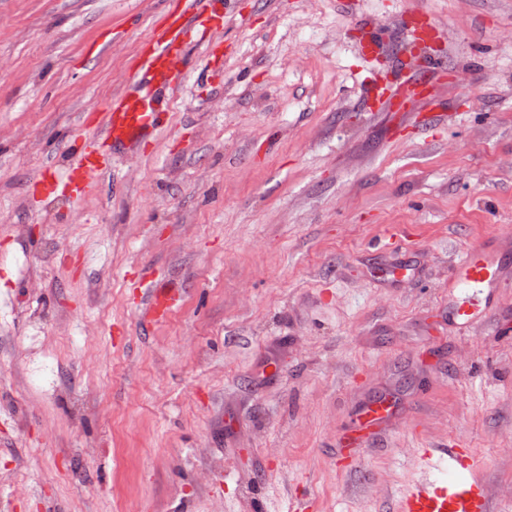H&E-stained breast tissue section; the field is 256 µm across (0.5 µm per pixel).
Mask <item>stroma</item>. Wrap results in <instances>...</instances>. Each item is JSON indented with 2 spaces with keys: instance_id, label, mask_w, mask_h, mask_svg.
<instances>
[{
  "instance_id": "1",
  "label": "stroma",
  "mask_w": 512,
  "mask_h": 512,
  "mask_svg": "<svg viewBox=\"0 0 512 512\" xmlns=\"http://www.w3.org/2000/svg\"><path fill=\"white\" fill-rule=\"evenodd\" d=\"M177 4L0 0V512H394L441 445L512 512V287L495 323L448 321L451 265L512 254V0H226L154 135L81 197L39 193ZM365 19L392 58L361 52ZM431 57L433 123L370 110ZM388 234L419 267L395 288L366 276ZM146 273L183 294L159 324ZM385 392L408 425L337 468Z\"/></svg>"
}]
</instances>
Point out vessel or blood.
<instances>
[{"label": "vessel or blood", "mask_w": 512, "mask_h": 512, "mask_svg": "<svg viewBox=\"0 0 512 512\" xmlns=\"http://www.w3.org/2000/svg\"><path fill=\"white\" fill-rule=\"evenodd\" d=\"M204 0H180L166 23L156 32L137 64L139 91L117 99L100 122L97 141L73 150V162L63 173L42 177L40 184L50 195L81 194L110 164V154L137 146L161 123V94L170 85L171 73L181 62L179 48L194 29ZM364 53L381 56L387 51V32L372 22L363 25ZM433 61L417 76L386 82L380 90L388 109L401 111L421 102L423 111L434 109L429 92L440 71ZM503 254L496 242L488 241L456 260L448 279V319L464 327L472 322L494 320L502 288L508 287ZM413 261L400 259L383 270L372 272V280L396 286L400 279L414 275ZM177 300L174 289L150 282L142 297L145 317L162 321L169 317ZM399 421L390 404L367 403L357 412L346 446L385 435ZM395 512H494L482 466L467 448H419L415 451V472L395 503Z\"/></svg>", "instance_id": "b4317fda"}]
</instances>
